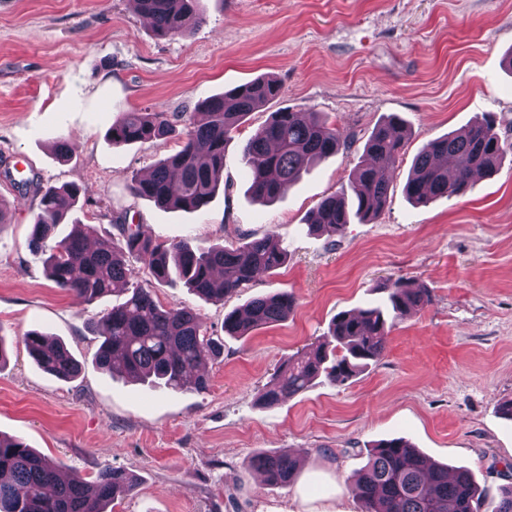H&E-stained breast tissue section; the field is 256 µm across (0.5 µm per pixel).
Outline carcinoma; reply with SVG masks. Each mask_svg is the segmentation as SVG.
Listing matches in <instances>:
<instances>
[{"instance_id": "carcinoma-1", "label": "carcinoma", "mask_w": 512, "mask_h": 512, "mask_svg": "<svg viewBox=\"0 0 512 512\" xmlns=\"http://www.w3.org/2000/svg\"><path fill=\"white\" fill-rule=\"evenodd\" d=\"M152 22L159 36H186L202 20L201 0H132ZM280 94V86L258 78L203 103L206 121L185 126L180 149L160 161L147 178L133 177L129 190L160 207L199 211L208 205L223 179L224 155L232 131L250 113ZM178 119L144 109L125 112L112 124V144L145 143L175 132ZM404 122L392 116L378 125L363 148V160L346 187L323 198L307 216L314 230L340 237L351 215L375 218L385 206L391 169L405 145ZM352 141L318 112L303 115L283 108L270 115L243 146L250 192L261 202L276 199L317 159L336 154ZM512 148L501 141L494 121L483 118L460 132L428 144L415 158L405 185L407 197L425 204L437 196H458L472 184V171H495ZM79 188L49 186L41 193L40 211L32 224L29 247L39 251L43 241L74 209ZM87 233L75 229L57 242L45 260L48 278L76 299L91 303L124 286L127 298L112 306L87 329L99 339L96 365L133 380H149L179 391L191 385L206 390L201 370L219 357L221 341L206 335L197 312L189 307L165 308L150 289L135 281L132 262H140L157 282L175 273L188 288L208 300H222L250 284L257 274L282 267L287 253L271 231L236 247L193 248L185 242L155 244L138 228H122V238L97 240L87 246ZM389 309L367 307L337 315L325 340L304 356L290 357L261 390L259 401L275 404L305 391L323 378L344 384L377 362L386 350L394 321L431 302L425 288L405 279L385 286ZM294 306L288 293L252 298L243 308L224 315V330L246 336L255 329L288 318ZM24 345L34 362L63 381L77 378L81 365L61 342L32 330ZM251 468L274 486L291 483L297 464L282 452L259 454ZM132 473L106 467L89 484L75 472H64L49 458L15 437L0 435V512H108L117 498L135 489ZM360 512H482L472 474L451 472L430 462L408 441L385 440L370 451L367 464L352 485Z\"/></svg>"}]
</instances>
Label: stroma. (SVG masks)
I'll return each mask as SVG.
<instances>
[{"instance_id": "obj_1", "label": "stroma", "mask_w": 512, "mask_h": 512, "mask_svg": "<svg viewBox=\"0 0 512 512\" xmlns=\"http://www.w3.org/2000/svg\"><path fill=\"white\" fill-rule=\"evenodd\" d=\"M185 36H158L130 0H0V433L62 470L94 481L114 467L137 477L112 512H359L353 472L369 448L402 438L428 459L471 471L487 501L512 484V154L461 196L414 205L404 192L427 144L492 116L512 144V0H202ZM258 77L280 96L232 133L224 180L197 212L134 197L133 175L179 150L181 135L113 145L120 113L151 108L197 118L206 100ZM322 112L353 140L312 165L270 203L254 200L242 157L270 112ZM398 114L405 146L378 218L341 237L312 231L307 213L347 184L377 124ZM67 140L61 157L52 144ZM77 186L56 229L88 224L120 237L141 226L158 243L236 245L275 232L278 270L221 301L179 280L139 282L165 307H189L224 352L209 388L163 391L94 363L87 324L124 300L92 303L57 288L28 245L42 189ZM397 278L428 289L429 305L397 321L381 359L342 385L318 380L262 406L259 390L289 357L326 336L338 313L386 298ZM287 292L283 322L229 336L224 316L252 297ZM60 339L84 365L62 381L28 356L23 335ZM305 453L284 487L251 469L260 453Z\"/></svg>"}]
</instances>
